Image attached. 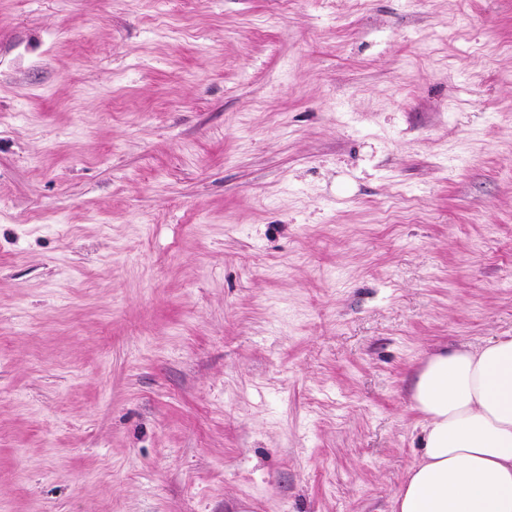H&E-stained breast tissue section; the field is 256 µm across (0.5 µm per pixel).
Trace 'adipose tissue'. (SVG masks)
<instances>
[{"mask_svg": "<svg viewBox=\"0 0 512 512\" xmlns=\"http://www.w3.org/2000/svg\"><path fill=\"white\" fill-rule=\"evenodd\" d=\"M412 399L420 452L392 512H512V336L434 353Z\"/></svg>", "mask_w": 512, "mask_h": 512, "instance_id": "obj_1", "label": "adipose tissue"}]
</instances>
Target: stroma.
<instances>
[{"label":"stroma","instance_id":"35a3bbf8","mask_svg":"<svg viewBox=\"0 0 512 512\" xmlns=\"http://www.w3.org/2000/svg\"><path fill=\"white\" fill-rule=\"evenodd\" d=\"M507 335L512 0H0V512H392Z\"/></svg>","mask_w":512,"mask_h":512}]
</instances>
